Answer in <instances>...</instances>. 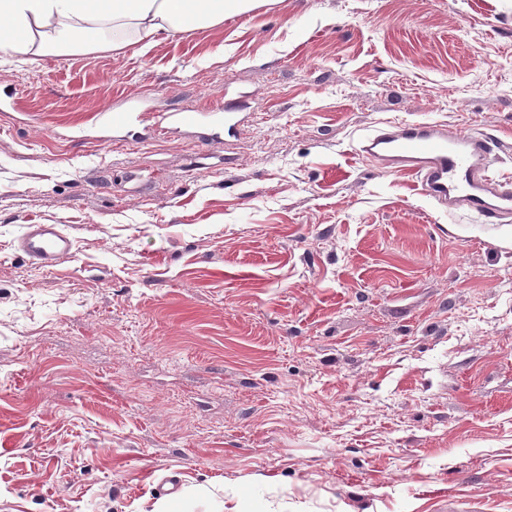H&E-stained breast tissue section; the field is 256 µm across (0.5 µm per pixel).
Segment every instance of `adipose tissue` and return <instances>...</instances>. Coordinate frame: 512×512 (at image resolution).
<instances>
[{"label": "adipose tissue", "instance_id": "adipose-tissue-1", "mask_svg": "<svg viewBox=\"0 0 512 512\" xmlns=\"http://www.w3.org/2000/svg\"><path fill=\"white\" fill-rule=\"evenodd\" d=\"M258 0H0V50L78 51L111 38L120 50L246 13Z\"/></svg>", "mask_w": 512, "mask_h": 512}]
</instances>
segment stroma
<instances>
[{
	"mask_svg": "<svg viewBox=\"0 0 512 512\" xmlns=\"http://www.w3.org/2000/svg\"><path fill=\"white\" fill-rule=\"evenodd\" d=\"M228 87L237 137L112 138ZM0 96V512H512V225L355 153L431 119L512 182V0H265L0 51ZM27 224L74 255L37 268ZM17 241V248L34 265L54 270L74 250V239L59 224H27Z\"/></svg>",
	"mask_w": 512,
	"mask_h": 512,
	"instance_id": "obj_1",
	"label": "stroma"
}]
</instances>
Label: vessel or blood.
Returning <instances> with one entry per match:
<instances>
[{"mask_svg":"<svg viewBox=\"0 0 512 512\" xmlns=\"http://www.w3.org/2000/svg\"><path fill=\"white\" fill-rule=\"evenodd\" d=\"M244 123L240 103L225 99L220 113L182 110L155 114L152 136L180 128L209 129L211 136H234ZM498 141L484 133H466L437 121L383 123L361 137L359 156L390 172L416 177L423 195L443 212L463 210L489 224L512 222V183L492 177ZM17 248L34 265L53 270L70 258L74 239L58 224H30Z\"/></svg>","mask_w":512,"mask_h":512,"instance_id":"vessel-or-blood-1","label":"vessel or blood"}]
</instances>
